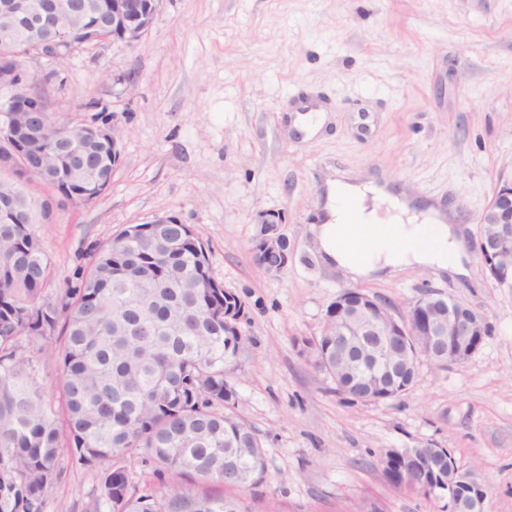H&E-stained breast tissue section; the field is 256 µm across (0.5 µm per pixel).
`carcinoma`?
Returning <instances> with one entry per match:
<instances>
[{"mask_svg":"<svg viewBox=\"0 0 512 512\" xmlns=\"http://www.w3.org/2000/svg\"><path fill=\"white\" fill-rule=\"evenodd\" d=\"M54 144L26 127L33 170L0 174V512H43L64 477L63 448L99 469L94 512H253L241 493L264 483L258 433L235 412L227 379L243 346L245 304L209 271L188 224H134L93 255L78 283L44 299L50 271L33 230L26 184L38 180L68 198H93L112 182V140L86 139L63 122ZM80 151L88 167L73 165ZM63 336L57 354L59 409L32 378L24 336ZM302 352L350 395L336 375V339L321 332ZM151 470L158 486L138 490L119 461ZM419 464L391 456L384 477L413 489ZM220 482L235 494H198Z\"/></svg>","mask_w":512,"mask_h":512,"instance_id":"obj_1","label":"carcinoma"}]
</instances>
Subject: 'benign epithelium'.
I'll use <instances>...</instances> for the list:
<instances>
[{
    "label": "benign epithelium",
    "mask_w": 512,
    "mask_h": 512,
    "mask_svg": "<svg viewBox=\"0 0 512 512\" xmlns=\"http://www.w3.org/2000/svg\"><path fill=\"white\" fill-rule=\"evenodd\" d=\"M161 0H114L112 2V33L100 36V27H85L83 45L64 48L65 32L73 26V17L86 19L91 6L84 0H53L49 8L62 21L56 32L35 35L26 40L24 59L39 56L49 60L62 58L65 52H75L103 41L112 40L128 45L138 43L153 27ZM38 80L27 66L16 62L8 50L0 54V90L5 94L18 93L20 88ZM45 107L12 109L0 115V170L20 163L21 150L16 132L30 121V113L45 112ZM283 223L278 214L266 216L260 232L253 241L252 253L265 270L280 273L288 266V240L280 233ZM480 233L475 243L476 253L498 284H512V180L503 182L496 201L479 219ZM488 320L484 313L443 293H428L405 310L377 296L358 289H345L336 295L326 311L322 330L336 337V357L344 358L340 373H356L358 360L349 361L363 345L370 347L368 361L372 372L360 377L355 389L356 398L375 402L386 400L380 392L391 388L390 367L397 356L408 360L410 353L421 350L450 364L471 359L481 349L487 336ZM424 447L433 449L427 464L438 471L435 484L425 485L421 494L442 495L448 500V512H480L485 502V490L480 484L472 491L460 492L458 466L451 451L438 447L431 440Z\"/></svg>",
    "instance_id": "benign-epithelium-1"
}]
</instances>
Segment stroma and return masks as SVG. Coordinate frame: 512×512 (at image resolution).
Listing matches in <instances>:
<instances>
[{
    "instance_id": "stroma-1",
    "label": "stroma",
    "mask_w": 512,
    "mask_h": 512,
    "mask_svg": "<svg viewBox=\"0 0 512 512\" xmlns=\"http://www.w3.org/2000/svg\"><path fill=\"white\" fill-rule=\"evenodd\" d=\"M58 69L43 87L52 115L78 121L79 106L97 100L123 137L101 196L36 219L50 262L45 297L75 284L89 249L129 225L163 216L191 225L214 280L246 305L231 381L237 414L263 438V512H343L363 501L381 512H446L377 466L383 449L427 440L477 474L484 512H512V288L477 256L465 276L409 267L357 284L401 307L440 290L485 313L489 334L469 361L440 369L420 360L404 396L351 404L300 353L349 286L312 241L327 174L408 187L419 203L454 212L476 240L480 216L512 178V0H162L137 45L106 41ZM302 96L324 106L310 137L292 126ZM269 213L285 219L289 262L279 274L251 254ZM60 343L20 341L50 401ZM62 463L44 512H93L98 470Z\"/></svg>"
}]
</instances>
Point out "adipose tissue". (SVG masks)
Masks as SVG:
<instances>
[{
    "mask_svg": "<svg viewBox=\"0 0 512 512\" xmlns=\"http://www.w3.org/2000/svg\"><path fill=\"white\" fill-rule=\"evenodd\" d=\"M387 199L392 223L376 222L367 197ZM326 219L315 225L316 248L324 263L345 270L352 279L370 280L409 266L468 273L461 225L445 223L439 208L417 212L412 199L372 182L326 181Z\"/></svg>",
    "mask_w": 512,
    "mask_h": 512,
    "instance_id": "1",
    "label": "adipose tissue"
}]
</instances>
